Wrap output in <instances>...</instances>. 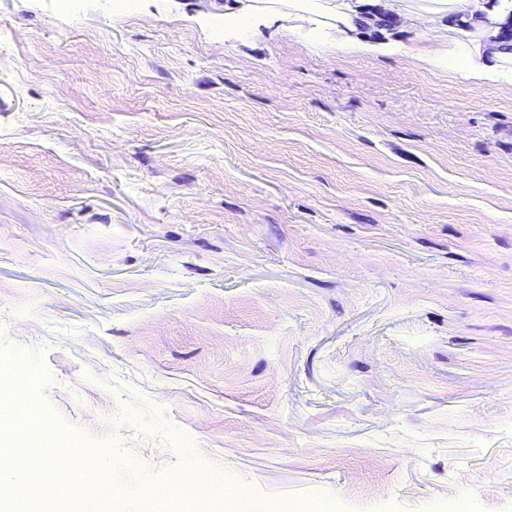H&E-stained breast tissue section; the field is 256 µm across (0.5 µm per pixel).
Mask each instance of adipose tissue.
Masks as SVG:
<instances>
[{
	"instance_id": "ef3b65f1",
	"label": "adipose tissue",
	"mask_w": 512,
	"mask_h": 512,
	"mask_svg": "<svg viewBox=\"0 0 512 512\" xmlns=\"http://www.w3.org/2000/svg\"><path fill=\"white\" fill-rule=\"evenodd\" d=\"M309 45L358 56L406 55L430 71L512 85V0H232L224 32L275 22ZM429 36L419 47L395 29Z\"/></svg>"
}]
</instances>
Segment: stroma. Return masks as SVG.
<instances>
[{
	"mask_svg": "<svg viewBox=\"0 0 512 512\" xmlns=\"http://www.w3.org/2000/svg\"><path fill=\"white\" fill-rule=\"evenodd\" d=\"M225 0H0V369L103 512H512V90Z\"/></svg>",
	"mask_w": 512,
	"mask_h": 512,
	"instance_id": "obj_1",
	"label": "stroma"
}]
</instances>
